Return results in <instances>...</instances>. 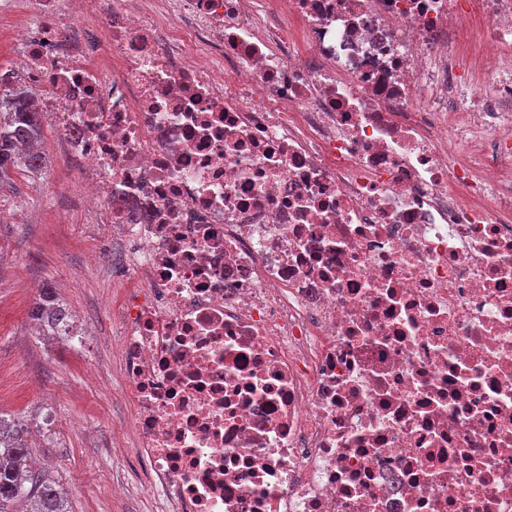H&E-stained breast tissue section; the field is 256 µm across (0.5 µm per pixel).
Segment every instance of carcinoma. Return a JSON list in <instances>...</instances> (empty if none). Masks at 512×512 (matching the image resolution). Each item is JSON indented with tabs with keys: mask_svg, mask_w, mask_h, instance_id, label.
<instances>
[{
	"mask_svg": "<svg viewBox=\"0 0 512 512\" xmlns=\"http://www.w3.org/2000/svg\"><path fill=\"white\" fill-rule=\"evenodd\" d=\"M30 91L18 86L0 97V183L13 171L37 173L44 168V156L23 146L41 140L40 113L30 105ZM34 315L51 336L67 335L68 310L55 293L45 288L39 295ZM11 434H0V512H17L25 503L29 512H70L59 482L48 478L24 439V424L0 418Z\"/></svg>",
	"mask_w": 512,
	"mask_h": 512,
	"instance_id": "obj_1",
	"label": "carcinoma"
}]
</instances>
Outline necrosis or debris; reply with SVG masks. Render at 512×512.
Returning a JSON list of instances; mask_svg holds the SVG:
<instances>
[{"label": "necrosis or debris", "instance_id": "necrosis-or-debris-1", "mask_svg": "<svg viewBox=\"0 0 512 512\" xmlns=\"http://www.w3.org/2000/svg\"><path fill=\"white\" fill-rule=\"evenodd\" d=\"M4 10L163 512H512V0Z\"/></svg>", "mask_w": 512, "mask_h": 512}]
</instances>
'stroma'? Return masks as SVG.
Segmentation results:
<instances>
[{
	"mask_svg": "<svg viewBox=\"0 0 512 512\" xmlns=\"http://www.w3.org/2000/svg\"><path fill=\"white\" fill-rule=\"evenodd\" d=\"M46 166L0 186V417L38 425L57 414L35 451L58 478L72 512H158L149 474L134 453L116 457L112 435L130 408L112 357L122 288L112 277V237L80 186L83 168L62 150L51 116L42 118ZM53 288L79 321L82 348L32 332L36 302L27 282ZM128 487L112 496L114 484Z\"/></svg>",
	"mask_w": 512,
	"mask_h": 512,
	"instance_id": "obj_1",
	"label": "stroma"
}]
</instances>
